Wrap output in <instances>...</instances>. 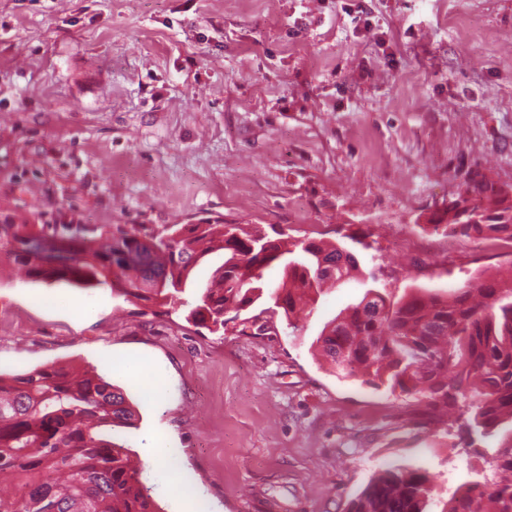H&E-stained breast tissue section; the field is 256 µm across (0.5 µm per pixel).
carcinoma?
Masks as SVG:
<instances>
[{
  "instance_id": "1",
  "label": "carcinoma",
  "mask_w": 512,
  "mask_h": 512,
  "mask_svg": "<svg viewBox=\"0 0 512 512\" xmlns=\"http://www.w3.org/2000/svg\"><path fill=\"white\" fill-rule=\"evenodd\" d=\"M434 228L448 235L512 242V185L473 180L448 200ZM217 251L224 263L198 289L187 321L209 330L259 299L294 325L304 296L355 279L358 262L336 244L288 248L239 224H173L160 231L124 224H17L0 218V264L31 283L104 285L155 307L186 306L197 262ZM280 270L276 284L263 280ZM341 377L369 376L424 402L425 423L463 417L470 435L512 423V285L479 276L451 294L412 291L394 301L370 289L344 308L317 339ZM124 393L86 372L50 365L0 373V474L13 480L0 512H157L127 447L100 428L129 427ZM498 470L512 474V437ZM432 487L419 469L386 468L344 512H426ZM448 512H512V478L484 484Z\"/></svg>"
}]
</instances>
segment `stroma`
Returning a JSON list of instances; mask_svg holds the SVG:
<instances>
[{
    "instance_id": "35a3bbf8",
    "label": "stroma",
    "mask_w": 512,
    "mask_h": 512,
    "mask_svg": "<svg viewBox=\"0 0 512 512\" xmlns=\"http://www.w3.org/2000/svg\"><path fill=\"white\" fill-rule=\"evenodd\" d=\"M478 173L512 184V0H0V213L280 227L360 268L295 324L257 305L215 332L0 276V371L120 388L137 416L114 435L160 512H182L160 447L206 512H341L388 465L427 472L446 512L512 429L420 425L415 397L337 378L316 340L367 289L446 294L512 264L429 222Z\"/></svg>"
}]
</instances>
